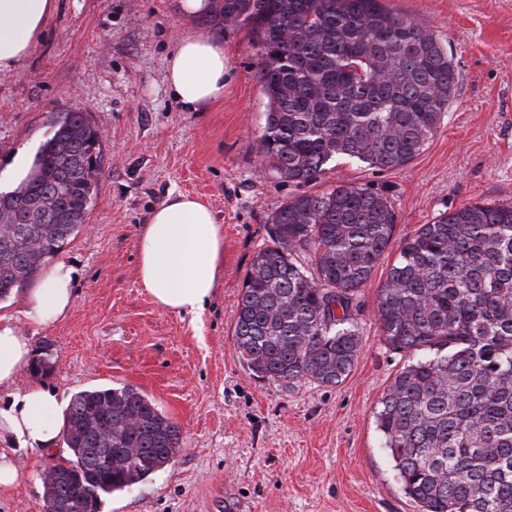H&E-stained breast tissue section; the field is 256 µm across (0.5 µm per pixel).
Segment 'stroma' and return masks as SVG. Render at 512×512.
I'll list each match as a JSON object with an SVG mask.
<instances>
[{
    "label": "stroma",
    "mask_w": 512,
    "mask_h": 512,
    "mask_svg": "<svg viewBox=\"0 0 512 512\" xmlns=\"http://www.w3.org/2000/svg\"><path fill=\"white\" fill-rule=\"evenodd\" d=\"M431 28L459 72L436 136L410 164L375 171L342 159L298 186L262 166L257 143L266 100L250 31L186 18L180 0H56L43 38L0 73V191L19 183L58 113L84 112L102 168L86 229L60 254L75 265V306L35 326L24 293L0 301L31 336L41 377L58 399L133 385L178 424L181 452L164 470L104 497L100 512H419L408 498L373 412L407 359L389 351L376 316L378 290L403 240L470 202H512V0H386ZM223 45L224 96L188 112L165 80L184 36ZM372 188L397 216L392 240L357 295L361 350L336 386L291 390L252 377L234 344L232 312L273 213L290 196L339 185ZM206 200L224 226V272L199 318L156 305L139 282L137 242L169 193ZM17 451L16 484L0 512H43L44 475L68 457Z\"/></svg>",
    "instance_id": "stroma-1"
}]
</instances>
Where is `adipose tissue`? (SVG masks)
Returning a JSON list of instances; mask_svg holds the SVG:
<instances>
[{
  "instance_id": "obj_1",
  "label": "adipose tissue",
  "mask_w": 512,
  "mask_h": 512,
  "mask_svg": "<svg viewBox=\"0 0 512 512\" xmlns=\"http://www.w3.org/2000/svg\"><path fill=\"white\" fill-rule=\"evenodd\" d=\"M56 8L55 0H0V72L14 70L30 54ZM224 49L202 35L178 42L168 58L166 83L177 102L192 112L207 110L224 95ZM224 269V227L199 198L171 193L148 215L137 243L140 284L161 308L199 317ZM76 268L54 263L25 298V317L36 325L66 318L74 307ZM32 359L29 336L15 319L0 314V389L10 399L0 405V489L18 473L14 450L55 448L58 402L40 380L25 389L13 384Z\"/></svg>"
}]
</instances>
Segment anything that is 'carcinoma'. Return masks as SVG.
Returning a JSON list of instances; mask_svg holds the SVG:
<instances>
[{"label":"carcinoma","instance_id":"carcinoma-1","mask_svg":"<svg viewBox=\"0 0 512 512\" xmlns=\"http://www.w3.org/2000/svg\"><path fill=\"white\" fill-rule=\"evenodd\" d=\"M211 17L246 26L267 100L258 153L277 177L317 180L338 159L402 168L454 99L458 71L429 29L385 0H217ZM100 140L86 115L57 117L30 172L4 202L0 300L34 279L81 231L96 195ZM35 224H19L26 214ZM272 243L246 271L234 341L250 373L285 390L335 386L361 350L354 304L388 247L382 194L340 185L292 197ZM386 346L409 357L375 422L404 493L420 512H512V203L465 205L405 240L379 288ZM63 441L61 512L148 479L181 447L178 426L137 387L76 393ZM112 463L96 467L101 449Z\"/></svg>","mask_w":512,"mask_h":512}]
</instances>
